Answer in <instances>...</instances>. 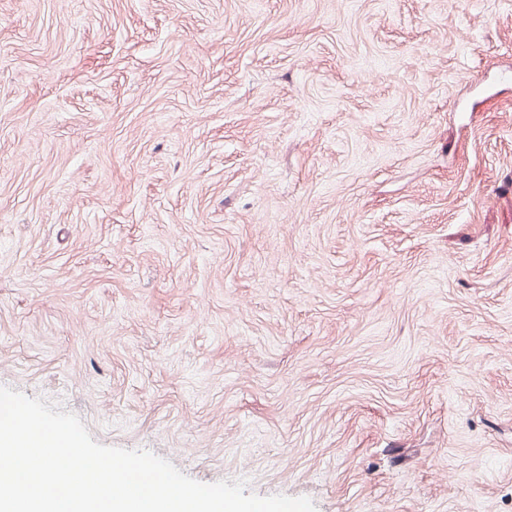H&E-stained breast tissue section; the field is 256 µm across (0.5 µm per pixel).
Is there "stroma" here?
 Listing matches in <instances>:
<instances>
[{
  "label": "stroma",
  "mask_w": 512,
  "mask_h": 512,
  "mask_svg": "<svg viewBox=\"0 0 512 512\" xmlns=\"http://www.w3.org/2000/svg\"><path fill=\"white\" fill-rule=\"evenodd\" d=\"M0 386L316 512H512V0H0Z\"/></svg>",
  "instance_id": "1"
}]
</instances>
